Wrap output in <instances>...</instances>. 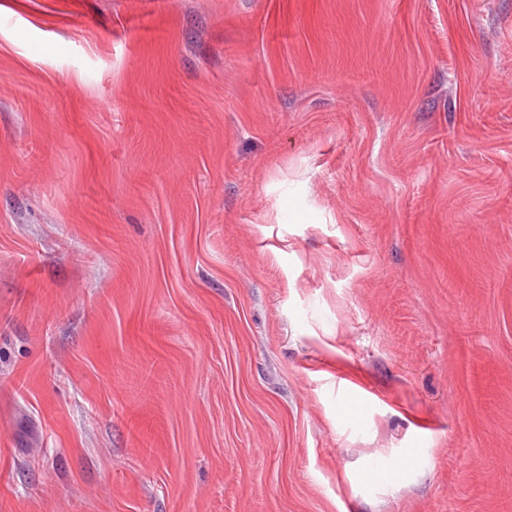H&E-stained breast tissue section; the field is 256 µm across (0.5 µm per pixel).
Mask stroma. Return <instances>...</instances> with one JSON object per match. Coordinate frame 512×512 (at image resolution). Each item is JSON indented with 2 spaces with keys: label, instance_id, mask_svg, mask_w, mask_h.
<instances>
[{
  "label": "stroma",
  "instance_id": "stroma-1",
  "mask_svg": "<svg viewBox=\"0 0 512 512\" xmlns=\"http://www.w3.org/2000/svg\"><path fill=\"white\" fill-rule=\"evenodd\" d=\"M0 512H512V0H0Z\"/></svg>",
  "mask_w": 512,
  "mask_h": 512
}]
</instances>
